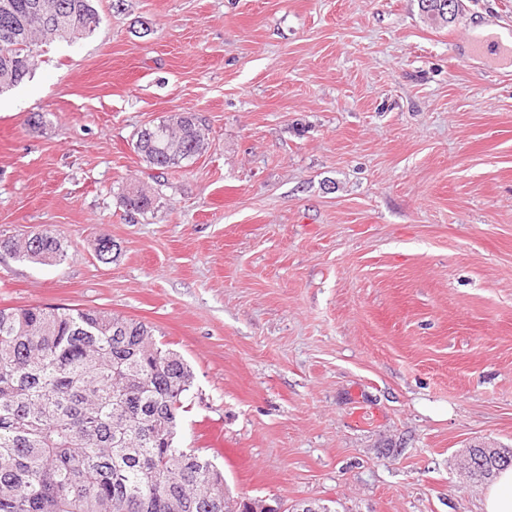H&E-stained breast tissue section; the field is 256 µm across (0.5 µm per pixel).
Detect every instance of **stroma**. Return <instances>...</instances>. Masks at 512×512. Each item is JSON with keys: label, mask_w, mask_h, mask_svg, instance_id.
<instances>
[{"label": "stroma", "mask_w": 512, "mask_h": 512, "mask_svg": "<svg viewBox=\"0 0 512 512\" xmlns=\"http://www.w3.org/2000/svg\"><path fill=\"white\" fill-rule=\"evenodd\" d=\"M95 4L0 94V235L68 250L0 252V308L151 325L228 496L481 512L455 462L512 448V55L467 35L512 0L441 28L418 0ZM182 112L206 151L151 168L136 132ZM34 242L37 244L34 245ZM0 250L19 259L41 265L59 264L67 256L63 242L52 232H45L33 239L27 238L23 241L11 237L2 238L0 235Z\"/></svg>", "instance_id": "1"}]
</instances>
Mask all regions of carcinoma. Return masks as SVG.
<instances>
[{"instance_id":"carcinoma-1","label":"carcinoma","mask_w":512,"mask_h":512,"mask_svg":"<svg viewBox=\"0 0 512 512\" xmlns=\"http://www.w3.org/2000/svg\"><path fill=\"white\" fill-rule=\"evenodd\" d=\"M101 18L93 0H0V92L30 74L34 49L76 42ZM207 148L198 117L178 113L136 132L135 149L165 170ZM149 209L143 191L125 197ZM0 250L41 265L66 259L45 232L0 237ZM194 376L154 329L97 309L0 308V512H244L224 505V475L175 446ZM512 460L485 461L475 480Z\"/></svg>"}]
</instances>
